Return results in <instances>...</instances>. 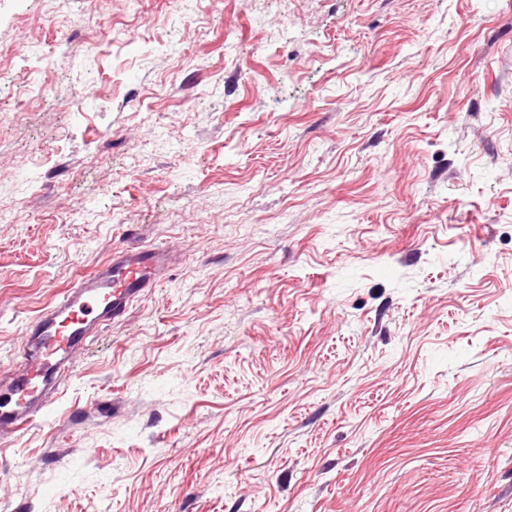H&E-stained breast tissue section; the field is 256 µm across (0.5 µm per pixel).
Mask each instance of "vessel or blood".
<instances>
[{
  "instance_id": "obj_1",
  "label": "vessel or blood",
  "mask_w": 512,
  "mask_h": 512,
  "mask_svg": "<svg viewBox=\"0 0 512 512\" xmlns=\"http://www.w3.org/2000/svg\"><path fill=\"white\" fill-rule=\"evenodd\" d=\"M166 261L165 248L156 245L115 250L105 267L27 325L23 368L0 401V433H21L44 417L47 391L59 389L88 336L122 321L132 302L157 285Z\"/></svg>"
}]
</instances>
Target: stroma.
<instances>
[{"label":"stroma","mask_w":512,"mask_h":512,"mask_svg":"<svg viewBox=\"0 0 512 512\" xmlns=\"http://www.w3.org/2000/svg\"><path fill=\"white\" fill-rule=\"evenodd\" d=\"M0 512H512V0H0ZM166 261L165 248L157 245L115 250L105 267L83 277L27 325L23 369L15 373L0 403V435L21 433L44 417L47 391L59 389L88 336L122 321L132 302L155 288Z\"/></svg>","instance_id":"35a3bbf8"}]
</instances>
